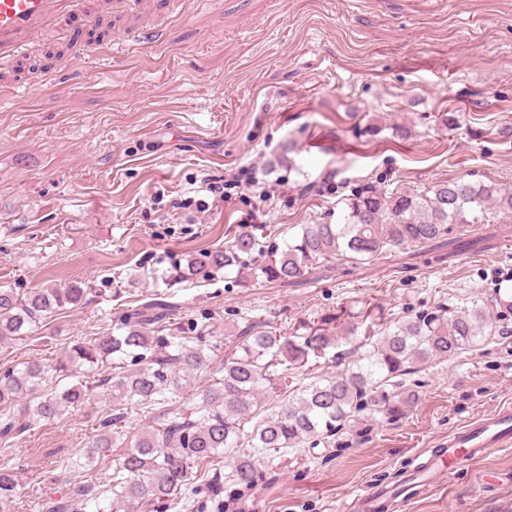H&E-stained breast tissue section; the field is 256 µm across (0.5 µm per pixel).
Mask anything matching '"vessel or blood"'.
<instances>
[{"instance_id":"1","label":"vessel or blood","mask_w":512,"mask_h":512,"mask_svg":"<svg viewBox=\"0 0 512 512\" xmlns=\"http://www.w3.org/2000/svg\"><path fill=\"white\" fill-rule=\"evenodd\" d=\"M93 0H0V65L9 62L48 31H60L73 13H88ZM512 447V406L506 405L468 421L448 436L438 451L430 452L412 472L414 486L423 489L446 479L472 461ZM395 488L373 485L357 495L345 512H377L383 500L396 496Z\"/></svg>"}]
</instances>
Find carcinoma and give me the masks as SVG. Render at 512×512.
<instances>
[{
	"label": "carcinoma",
	"instance_id": "obj_1",
	"mask_svg": "<svg viewBox=\"0 0 512 512\" xmlns=\"http://www.w3.org/2000/svg\"><path fill=\"white\" fill-rule=\"evenodd\" d=\"M491 206L512 209V192L492 182L448 180L423 193L386 195L360 187L344 198L336 215L318 224H304L285 248L270 250L267 261L250 266L262 251L250 231L238 234L230 246L191 254L169 275L177 284L202 269L224 273L251 272L254 279L290 283L305 276L315 261L333 256L371 257L385 249L429 243L452 233L455 224H479ZM96 294L87 283L66 288H41L20 295L0 287V341H23L52 314L85 304ZM512 290L471 305L408 316L358 356L353 365L316 379L250 431L242 420L257 416L261 400L288 390V373L327 357L340 337L329 325L334 318L302 323L289 336L248 327L229 348L224 362L197 392L194 411L168 409L182 392V381L209 361L200 336H176L167 331V304L154 302L120 316L114 331L89 342L76 341L50 362L22 363L0 372V428H17L16 416L31 423H50L70 410L91 404L98 394L112 409L97 419L96 434L73 462L80 478L68 481L59 496L37 498L36 512H87L99 499L98 485L87 472L122 448L113 470L112 503L126 512H161L170 503L185 502L193 475L209 474L207 486L221 502L224 483L251 486L259 477L254 460L237 456L222 471L217 458L247 440L257 453L273 462L310 440L313 445L336 435L353 414L378 407L397 418L413 401L383 390L391 379L405 376L413 365L449 360L496 329L512 336ZM106 365L112 372L99 376ZM70 379L62 388L44 390L54 378ZM152 415L150 425L128 436L121 433L128 410ZM23 476L12 466L0 467V504L18 494Z\"/></svg>",
	"mask_w": 512,
	"mask_h": 512
}]
</instances>
